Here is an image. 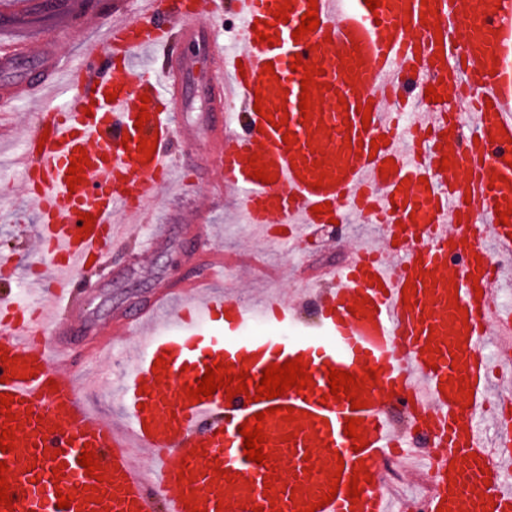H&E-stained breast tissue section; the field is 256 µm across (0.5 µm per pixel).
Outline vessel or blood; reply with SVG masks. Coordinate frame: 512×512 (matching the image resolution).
<instances>
[{"label": "vessel or blood", "instance_id": "obj_1", "mask_svg": "<svg viewBox=\"0 0 512 512\" xmlns=\"http://www.w3.org/2000/svg\"><path fill=\"white\" fill-rule=\"evenodd\" d=\"M288 4L287 18L275 20L277 6ZM231 7L238 21V51L225 55L218 75L207 78L217 90L204 117L208 154L219 157L227 188L239 195L250 224L276 240L344 220L345 208L383 225L385 244L396 256L387 262L380 249L353 252L334 270L313 301L320 319L313 333L286 337L300 327L294 306L279 296L255 302L245 296H197L194 284L182 286L183 302L168 323L155 327L148 311L126 315L123 329L142 334L141 358L120 387L125 409L121 425L103 419L79 395V385L63 376L72 363L65 342L47 347L48 328L72 331L62 314L72 308L79 276L103 267L125 250L128 235L119 215L141 214L174 177L169 146L175 113L191 108L185 80L192 59L173 60L170 30L180 27L188 39L202 33L204 16L219 17ZM141 0L139 20L110 13L102 25L106 53L82 54L65 66L62 103L41 101L36 123L23 141L22 162L40 222L41 256L33 276L0 296V354L18 358L33 378L10 377L0 363V393L13 398L10 413L19 428L16 448L0 451L6 462L13 508L0 512H59L58 494L72 495L67 512H152L161 499L164 512H187L183 495H194L202 512H229L260 506L262 512H296L319 503L340 472L334 500L319 512H391L383 488L386 453L399 450L410 459L411 440L394 429L387 396H395L410 423L427 421L431 445V493L425 512H512V425H498L487 439L481 422L489 403L512 413V389L496 399L487 390L494 361L487 355L490 334L512 352V309L498 300L496 288L512 257V221L500 224L495 206L512 203V0H381L370 10L365 0H317L316 30L301 39L293 33L308 10V0ZM432 8L424 16V8ZM262 32L275 45L259 41ZM443 58H436V51ZM156 64H139L141 52ZM318 63L322 93L314 94L313 118L303 123L299 109L303 71L295 59ZM22 61L36 65V76L22 77L0 91L12 97L35 95L50 83L59 59L25 44H1L0 67ZM273 63L274 78L263 77ZM435 87L442 100L427 101ZM149 96L142 104L141 96ZM286 119L285 129L256 113L255 102ZM237 105L235 113L224 104ZM371 105L370 122L357 106ZM150 118L137 124L140 110ZM296 141L285 146L284 133ZM387 142L372 148L379 137ZM153 138L151 161L138 153L140 138ZM90 164L76 188L67 171L78 148ZM275 172L266 184L250 176L252 155ZM449 168H442V158ZM396 169L382 175L385 159ZM325 162L330 182L316 187ZM329 204V213L313 214ZM91 214L89 234H81L82 214ZM380 285H372L371 276ZM416 291L404 295L405 283ZM363 313L351 314L356 301ZM271 326L264 336L247 335L254 321ZM438 352L426 354V344ZM165 357L167 371L153 364ZM303 358L312 389L248 400L228 398L225 390L199 403L186 397L213 362L247 370L255 387L266 367ZM369 404L352 409L348 399L328 398L327 372L335 368L362 376ZM467 377L473 403L457 402L460 377ZM293 408L299 418L268 417L265 452L288 459L291 476L264 477L270 465L247 460L241 425L269 408ZM361 420L366 441L353 450L346 421ZM91 448L103 481L86 474L78 462ZM151 459L144 470L137 459ZM366 467L371 478L359 481V501L347 485L354 470ZM193 479L179 483L180 468ZM226 477H215V469ZM96 486L101 503L88 501Z\"/></svg>", "mask_w": 512, "mask_h": 512}]
</instances>
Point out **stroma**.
Here are the masks:
<instances>
[{"instance_id": "stroma-1", "label": "stroma", "mask_w": 512, "mask_h": 512, "mask_svg": "<svg viewBox=\"0 0 512 512\" xmlns=\"http://www.w3.org/2000/svg\"><path fill=\"white\" fill-rule=\"evenodd\" d=\"M115 3L122 5L126 17L137 18L138 0H93L90 14L74 21L66 13L42 7L37 0L23 10L18 8L17 0H0V40L38 46L47 34L63 26L67 32L53 47L57 56L98 51L102 48L101 18ZM35 120L32 105L0 100V165L7 167L6 173H0V255L11 257L21 279L28 275V266L34 260L39 232L20 161V139ZM206 149L207 140L199 133L173 140L172 158L183 169L186 188L165 192L145 222L128 224L130 242L126 251L79 280L75 305L82 313L76 323L77 332L71 337L74 361L67 374L80 378L91 371L108 376V384L96 386L87 397L112 420L124 416L113 386L121 378L124 355L138 344L136 337L113 334L114 322L122 314L148 304L160 290L201 277L205 254L222 253L229 266L224 281L214 286L222 296H233L241 287L260 296L272 292L297 297L315 289L320 270L342 266L355 248L383 236L381 225L364 223L351 214L342 243L332 244L333 232L325 229L296 239L289 255L278 244H271L261 254L266 263L277 267L278 274L271 285H263L239 261L258 238L238 200L233 194L216 190V170L196 163ZM154 224L165 227L163 236L157 239L150 230Z\"/></svg>"}]
</instances>
